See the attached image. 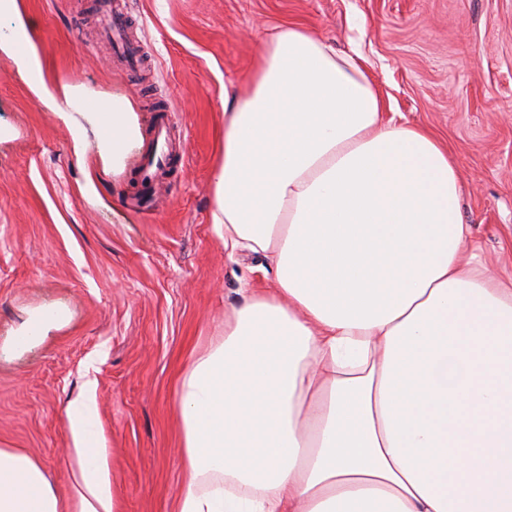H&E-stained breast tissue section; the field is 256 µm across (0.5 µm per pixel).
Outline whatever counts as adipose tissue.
Here are the masks:
<instances>
[{
  "mask_svg": "<svg viewBox=\"0 0 512 512\" xmlns=\"http://www.w3.org/2000/svg\"><path fill=\"white\" fill-rule=\"evenodd\" d=\"M214 186L225 250L265 253L274 279L177 390L178 512H512V283L466 258L440 142L283 24L224 98ZM66 416L75 508L0 448V512H113L94 406Z\"/></svg>",
  "mask_w": 512,
  "mask_h": 512,
  "instance_id": "obj_1",
  "label": "adipose tissue"
}]
</instances>
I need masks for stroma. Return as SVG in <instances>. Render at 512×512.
Returning <instances> with one entry per match:
<instances>
[{
  "mask_svg": "<svg viewBox=\"0 0 512 512\" xmlns=\"http://www.w3.org/2000/svg\"><path fill=\"white\" fill-rule=\"evenodd\" d=\"M154 66L114 71L81 23L99 0H18L0 41L27 30L36 78L0 53V448L30 455L72 498L67 408L96 384L115 512H176L187 474L176 390L243 303L271 285L264 254L227 257L214 230L224 95L244 90L269 32L306 27L361 56L387 117L447 149L487 274L512 277V0H128ZM122 95L136 135L105 149L77 99ZM167 185L133 171L163 111ZM50 319L30 344L16 338Z\"/></svg>",
  "mask_w": 512,
  "mask_h": 512,
  "instance_id": "obj_1",
  "label": "stroma"
}]
</instances>
